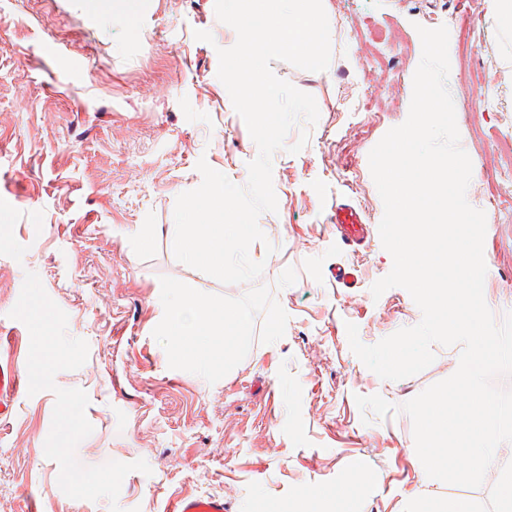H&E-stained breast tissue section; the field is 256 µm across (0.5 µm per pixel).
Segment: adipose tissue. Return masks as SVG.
Returning <instances> with one entry per match:
<instances>
[{
	"mask_svg": "<svg viewBox=\"0 0 512 512\" xmlns=\"http://www.w3.org/2000/svg\"><path fill=\"white\" fill-rule=\"evenodd\" d=\"M162 335L175 344L179 363L200 375L212 374L214 367H228L234 358L233 346L241 342L250 322L247 309L215 306L203 300L193 282L180 284L172 299L161 306L157 316ZM230 339L223 354L214 355L217 338Z\"/></svg>",
	"mask_w": 512,
	"mask_h": 512,
	"instance_id": "1",
	"label": "adipose tissue"
}]
</instances>
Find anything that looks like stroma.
Masks as SVG:
<instances>
[{
    "mask_svg": "<svg viewBox=\"0 0 512 512\" xmlns=\"http://www.w3.org/2000/svg\"><path fill=\"white\" fill-rule=\"evenodd\" d=\"M112 2L0 0V368L20 382L0 407V512H28L32 495L42 512H167L187 495L223 496L227 512H404L429 489L487 502L494 469L478 488L426 487L409 454L412 421L398 410L455 372L460 346L433 345L429 367L391 381L346 333L355 324L373 345L422 317L404 288L371 294L393 259L377 231L384 205L368 156L408 116L417 29L437 14L457 17L447 86L473 166L467 200L489 220L486 303L496 315L512 308V100L499 92L512 52L487 0H323L334 28L328 69L271 64L314 97L319 119L298 121L274 152L278 210L260 216L266 239L249 248L264 271L231 285L178 261L164 230L178 195L200 186L199 160L242 186L258 155L217 77V50L236 33L214 0H149L132 20ZM463 21L484 29L473 59L481 85L459 69ZM47 41L62 58L44 53ZM304 132L306 146L289 153ZM338 201L370 224L364 245L337 240L328 217ZM339 264L358 270L355 286L337 287ZM29 271L67 313L68 336L89 346L81 368L55 376L90 400L93 432L78 460L151 467L126 475L117 502L69 498L44 454L55 396L29 394V332L9 315ZM188 279L207 301L252 317L229 369L210 379L179 365L156 325L169 290ZM374 394L397 410L363 421L356 398ZM304 487L320 497H301Z\"/></svg>",
    "mask_w": 512,
    "mask_h": 512,
    "instance_id": "obj_1",
    "label": "stroma"
}]
</instances>
